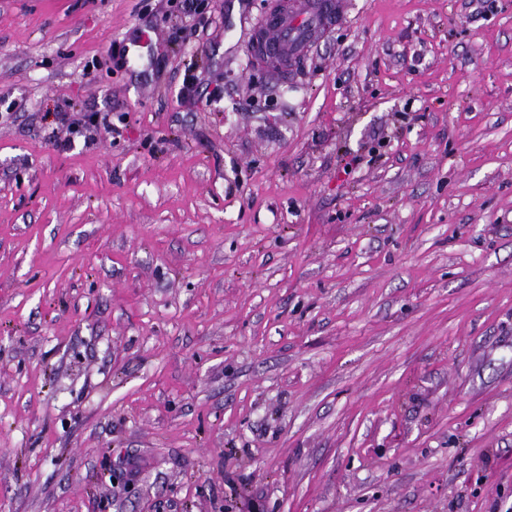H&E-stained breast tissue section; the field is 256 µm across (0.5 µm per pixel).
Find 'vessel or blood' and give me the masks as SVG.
<instances>
[{
  "label": "vessel or blood",
  "instance_id": "vessel-or-blood-1",
  "mask_svg": "<svg viewBox=\"0 0 512 512\" xmlns=\"http://www.w3.org/2000/svg\"><path fill=\"white\" fill-rule=\"evenodd\" d=\"M336 0H283L279 19L268 30V45L280 55L301 56L315 35L336 21Z\"/></svg>",
  "mask_w": 512,
  "mask_h": 512
}]
</instances>
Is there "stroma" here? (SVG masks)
Returning a JSON list of instances; mask_svg holds the SVG:
<instances>
[{
    "label": "stroma",
    "instance_id": "stroma-1",
    "mask_svg": "<svg viewBox=\"0 0 512 512\" xmlns=\"http://www.w3.org/2000/svg\"><path fill=\"white\" fill-rule=\"evenodd\" d=\"M273 2L0 0V512H512V0ZM280 5L279 20L268 29V39L259 31L249 51L252 53L259 50L266 40L267 45L286 61L288 52L293 57L303 55L319 31L334 25L341 3L334 0H287Z\"/></svg>",
    "mask_w": 512,
    "mask_h": 512
}]
</instances>
